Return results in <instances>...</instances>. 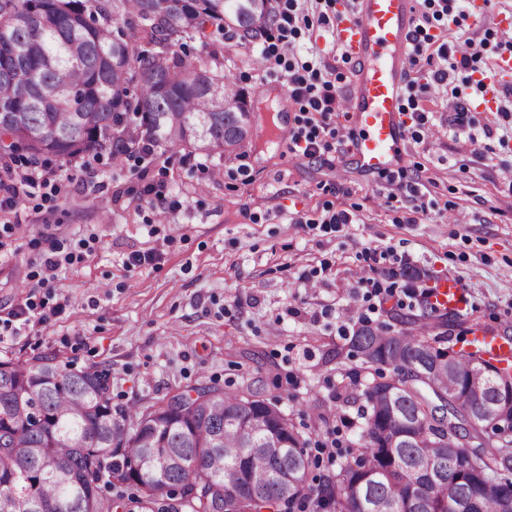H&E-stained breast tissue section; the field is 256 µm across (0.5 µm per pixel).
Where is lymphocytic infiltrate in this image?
Returning <instances> with one entry per match:
<instances>
[{"instance_id":"obj_1","label":"lymphocytic infiltrate","mask_w":512,"mask_h":512,"mask_svg":"<svg viewBox=\"0 0 512 512\" xmlns=\"http://www.w3.org/2000/svg\"><path fill=\"white\" fill-rule=\"evenodd\" d=\"M455 2L423 0L411 38V62L418 65L439 59V66L432 73L434 84L447 87L460 77L474 82L482 91L485 83L473 78L481 60L474 43H467L465 49L460 50L451 44H436L428 33L433 22L456 23ZM269 5L275 23L271 31L262 36L257 54L267 72L286 77L288 98L297 107L294 125L289 131L290 149L308 159H324L343 141L335 121L338 98L335 71L314 60L298 59L295 43L304 29L332 23L336 17V0H270ZM90 250L86 239L74 246L50 239L36 272L38 287H50L63 265L81 262Z\"/></svg>"}]
</instances>
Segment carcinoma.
<instances>
[{
    "instance_id": "1",
    "label": "carcinoma",
    "mask_w": 512,
    "mask_h": 512,
    "mask_svg": "<svg viewBox=\"0 0 512 512\" xmlns=\"http://www.w3.org/2000/svg\"><path fill=\"white\" fill-rule=\"evenodd\" d=\"M266 2L0 0V168L10 172L19 148L39 159L106 151L130 128L174 154L238 150L254 106L213 34L263 32ZM186 38L204 54L190 58ZM454 317L431 304L400 317L412 331L352 329L377 378L336 395L359 404L358 456L317 490L306 441L276 400L203 386L114 408L104 365L0 360V502L16 512H283L313 497L331 512H512V440L491 413L512 412V365L433 346L436 322ZM446 355L451 367L433 369ZM445 435L451 444L432 447Z\"/></svg>"
}]
</instances>
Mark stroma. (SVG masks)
Returning <instances> with one entry per match:
<instances>
[{
  "mask_svg": "<svg viewBox=\"0 0 512 512\" xmlns=\"http://www.w3.org/2000/svg\"><path fill=\"white\" fill-rule=\"evenodd\" d=\"M472 0H458V22L435 23L438 42L473 39L482 65L495 63L512 43V0H491L474 20ZM298 57L320 56L338 74L340 98L354 93L356 67L341 59L333 31L303 32ZM231 66L254 106L277 118L263 100L267 83L285 88L251 61L248 46L225 43ZM438 105L429 129L407 136L397 165L420 183L427 204L391 186L386 175L362 171L346 146L333 165L296 157L277 125L265 137L224 156L174 155L112 159L101 153L91 168L81 159H51L59 190H35L0 212V319L27 300L62 304L40 319L31 312L17 336L0 345V359L54 355L76 368L112 369V404L151 405L197 386L248 389L278 399L297 427L317 441L342 428L330 398L349 383L357 359H337L344 327L378 324L407 313L415 286L443 277L459 280L469 303L459 320L434 337L466 347L473 326L512 337V137L496 113L479 112L492 138L471 144L453 137L444 89L429 90ZM164 182L169 204L152 207L139 196L132 170ZM355 221L332 232L311 226L326 207ZM74 243L99 238L82 262L62 267L55 287L38 288L32 275L46 248L45 234ZM377 250L378 273L399 284L394 298L368 311L354 293L363 257ZM135 254L148 262L132 265ZM315 274L314 287L302 278Z\"/></svg>",
  "mask_w": 512,
  "mask_h": 512,
  "instance_id": "stroma-1",
  "label": "stroma"
}]
</instances>
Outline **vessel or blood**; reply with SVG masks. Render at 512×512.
Segmentation results:
<instances>
[{
    "label": "vessel or blood",
    "instance_id": "b4317fda",
    "mask_svg": "<svg viewBox=\"0 0 512 512\" xmlns=\"http://www.w3.org/2000/svg\"><path fill=\"white\" fill-rule=\"evenodd\" d=\"M414 21V0H354L353 7L340 8L335 21L336 40L357 66V88L346 102L354 124L348 150L357 165L371 172H389L400 158ZM431 301L449 311L468 304L461 283L453 278L433 284ZM471 335L487 358L512 364V343L480 326Z\"/></svg>",
    "mask_w": 512,
    "mask_h": 512
}]
</instances>
